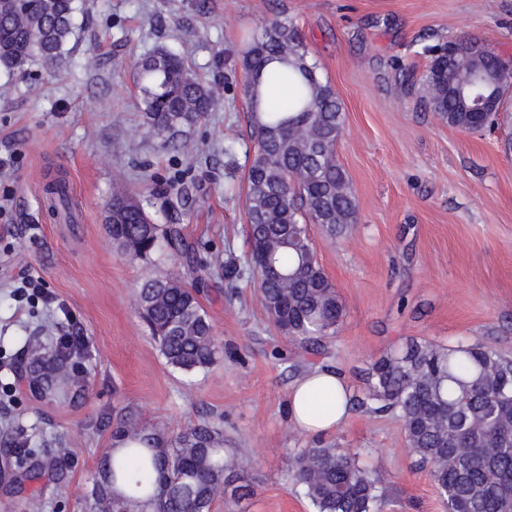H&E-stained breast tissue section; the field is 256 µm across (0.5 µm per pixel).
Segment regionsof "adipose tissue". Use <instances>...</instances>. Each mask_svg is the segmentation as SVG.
<instances>
[{"instance_id":"ef3b65f1","label":"adipose tissue","mask_w":512,"mask_h":512,"mask_svg":"<svg viewBox=\"0 0 512 512\" xmlns=\"http://www.w3.org/2000/svg\"><path fill=\"white\" fill-rule=\"evenodd\" d=\"M349 398L347 385L336 372L313 369L298 379L290 391V423L308 434L333 431L347 419Z\"/></svg>"}]
</instances>
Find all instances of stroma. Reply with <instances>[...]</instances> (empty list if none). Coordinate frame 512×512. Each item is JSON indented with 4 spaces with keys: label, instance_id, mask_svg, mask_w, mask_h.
<instances>
[{
    "label": "stroma",
    "instance_id": "35a3bbf8",
    "mask_svg": "<svg viewBox=\"0 0 512 512\" xmlns=\"http://www.w3.org/2000/svg\"><path fill=\"white\" fill-rule=\"evenodd\" d=\"M76 26L59 65L40 57L0 66V381L4 354L41 319L87 338L90 387L78 404L0 399L6 423L55 437L73 461L82 495L112 444L115 408L175 435L222 418L224 446L242 476L235 512H312L294 486L288 455L311 443L287 418L292 383L329 367L353 397L375 359L412 340L451 346L492 342L512 354V97L495 129L467 133L428 105L425 74L435 48L459 37L512 59V0H76ZM292 22L345 113L336 148L356 199L350 230L309 227L316 257L345 317L320 354L298 351L289 369L272 355L284 340L250 278L212 277L201 302L224 358L187 376L167 366L134 300L172 254L132 259L108 234L105 215L120 185L158 224H180L189 241L245 264L244 186L249 139L245 73L234 64L264 23ZM164 47L186 54L194 75L217 84L219 108L184 136L182 152L146 135L132 62ZM64 178L77 212L60 223L43 207ZM29 272L47 302L17 300ZM324 442L360 452L378 479L385 512H447L427 471L414 467L395 415L352 409Z\"/></svg>",
    "mask_w": 512,
    "mask_h": 512
}]
</instances>
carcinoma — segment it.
<instances>
[{"mask_svg":"<svg viewBox=\"0 0 512 512\" xmlns=\"http://www.w3.org/2000/svg\"><path fill=\"white\" fill-rule=\"evenodd\" d=\"M76 12L75 0H0V65L21 69L34 55L58 65ZM452 46L454 59H439L428 71L429 106L449 126L470 131L477 117L465 110L456 90L470 83L477 63L489 75L491 108H502L500 61L464 39ZM273 59L288 66L294 87L289 112L256 111L255 86ZM235 63L248 77L244 96L254 142L245 189L249 276L282 337L317 352L335 337L345 308L318 263L308 225L319 224L334 236L354 223L356 214L347 174L335 158L343 108L286 20L262 26ZM133 68L143 127L169 150L180 149L183 134L220 105V90L194 77L180 53L159 49ZM46 193L60 219L75 223L67 183L57 180ZM106 219L112 220L113 243L131 259L170 250L184 257L187 275L197 264L228 281L243 275L219 251L197 259L181 225L152 223L137 196L123 187L113 191ZM203 287L202 281L190 286L167 271L146 280L136 294L160 355L187 374L206 372L223 356L200 301ZM58 332L54 321L40 324L10 358L29 396L39 401L78 397L88 387L83 346ZM364 382L357 405L397 416L412 463L429 469L448 512H512V358L493 344L413 341L371 362ZM112 440L127 447L103 450L81 512H214L219 491L235 477L219 421L170 436L123 409ZM0 452L9 458L13 489L25 495L28 512L42 509L38 485L45 481L57 512H67L73 498L69 457L55 447V439L42 438L33 447L24 428L12 427L0 436ZM288 470L313 512H381L383 491L356 451L338 445L297 448L288 456Z\"/></svg>","mask_w":512,"mask_h":512,"instance_id":"obj_1","label":"carcinoma"}]
</instances>
